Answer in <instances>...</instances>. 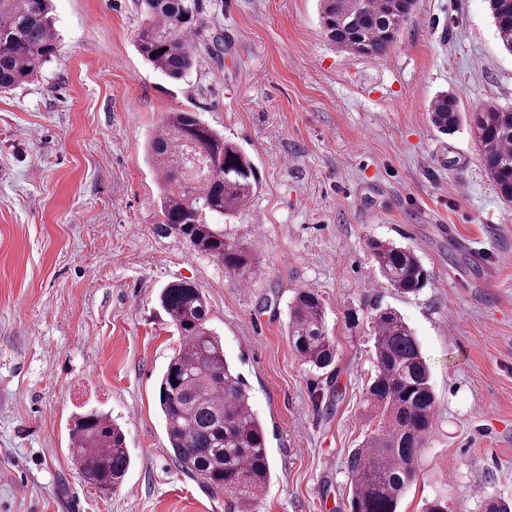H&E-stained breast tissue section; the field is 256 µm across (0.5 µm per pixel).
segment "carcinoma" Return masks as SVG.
Instances as JSON below:
<instances>
[{
	"instance_id": "cac0c4a2",
	"label": "carcinoma",
	"mask_w": 512,
	"mask_h": 512,
	"mask_svg": "<svg viewBox=\"0 0 512 512\" xmlns=\"http://www.w3.org/2000/svg\"><path fill=\"white\" fill-rule=\"evenodd\" d=\"M146 21L136 48L154 69L183 77L193 66L194 36L204 0H141ZM498 38L512 52V0H488ZM417 0H320L328 39L358 55L379 57L416 13ZM51 0H0V93L29 83L60 48ZM430 119L443 132L462 121L455 96L430 104ZM485 170L501 199L512 203V109L485 103L470 116ZM149 155L163 187L161 223L190 248L224 264L240 277L254 273L248 251L224 237L215 221L239 211L254 195L256 168L242 148L192 112H172L149 139ZM383 278L404 294L424 288L428 272L411 249L370 244ZM160 304L181 344L162 375L159 405L168 444L183 472L237 506L254 503L271 469L265 429L252 410L243 376L224 355L221 338L208 326L203 292L187 281L162 289ZM375 374L364 389L366 407L379 428L351 451L350 512H399L416 476V463L433 427L436 400L430 370L403 317L376 304L370 316ZM288 336L310 367L324 370L336 359L318 294L301 291L289 306ZM72 459L83 479L102 490L120 487L130 466L122 427L90 409L74 417Z\"/></svg>"
}]
</instances>
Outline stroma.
I'll use <instances>...</instances> for the list:
<instances>
[{
  "instance_id": "stroma-1",
  "label": "stroma",
  "mask_w": 512,
  "mask_h": 512,
  "mask_svg": "<svg viewBox=\"0 0 512 512\" xmlns=\"http://www.w3.org/2000/svg\"><path fill=\"white\" fill-rule=\"evenodd\" d=\"M61 51L0 94V512H228L175 463L158 402L179 334L157 295L188 281L262 421L271 479L253 512H350L349 453L378 425L373 302L396 309L431 372L434 425L401 501L512 499V204L469 124L436 129L429 105L512 107V53L486 0H418L380 57L331 44L318 0H206L195 63L154 70L135 40L140 0H53ZM196 113L251 158L259 184L223 221L256 273L161 226L150 134ZM415 251L429 273L392 288L371 241ZM301 289L325 308L336 360L304 364L288 340ZM108 412L126 436L122 486L73 467L71 417Z\"/></svg>"
}]
</instances>
